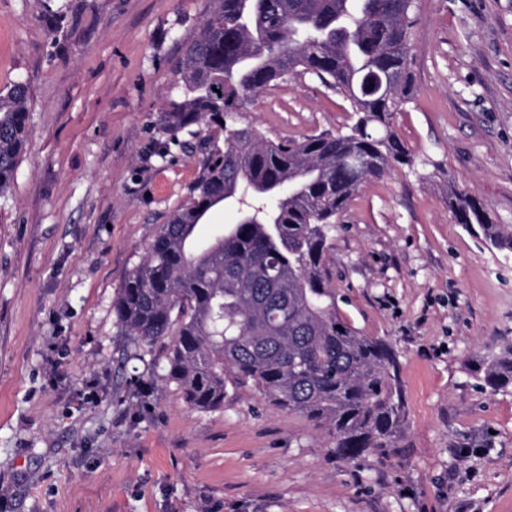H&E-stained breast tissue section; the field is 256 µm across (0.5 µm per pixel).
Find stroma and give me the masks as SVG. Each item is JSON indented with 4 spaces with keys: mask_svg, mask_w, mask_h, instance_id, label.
<instances>
[{
    "mask_svg": "<svg viewBox=\"0 0 512 512\" xmlns=\"http://www.w3.org/2000/svg\"><path fill=\"white\" fill-rule=\"evenodd\" d=\"M414 94L392 118L412 159L363 184L331 233L338 313L388 343L406 415L394 448L344 459L325 429L227 381L188 407L166 345L112 310L211 135L161 155L184 40L212 0H0V89L30 95L0 194V512H512V250L455 223L448 192L512 229V0H417ZM302 74L238 123L273 141L346 131ZM485 378L488 385L495 390L512 384V348L487 371Z\"/></svg>",
    "mask_w": 512,
    "mask_h": 512,
    "instance_id": "1",
    "label": "stroma"
}]
</instances>
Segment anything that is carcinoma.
Instances as JSON below:
<instances>
[{
	"label": "carcinoma",
	"instance_id": "cac0c4a2",
	"mask_svg": "<svg viewBox=\"0 0 512 512\" xmlns=\"http://www.w3.org/2000/svg\"><path fill=\"white\" fill-rule=\"evenodd\" d=\"M178 64L182 97L161 113L171 147L194 126L224 133L202 160L189 202L158 226L113 303L118 325L153 346L169 340L166 379L191 407L224 406L226 377L268 402L316 421L336 454L353 458L393 446L405 417L394 351L338 315L326 265L328 236L359 187L392 164H408L391 131L411 98L408 59L415 0H214ZM312 74L357 116L345 134L268 141L237 125L261 90ZM389 88H369L377 78ZM28 88L0 90V193L27 140ZM223 203L239 221L205 243L194 232ZM456 223L497 249L512 231L491 222L475 197L454 190ZM512 384V351L485 375Z\"/></svg>",
	"mask_w": 512,
	"mask_h": 512
}]
</instances>
